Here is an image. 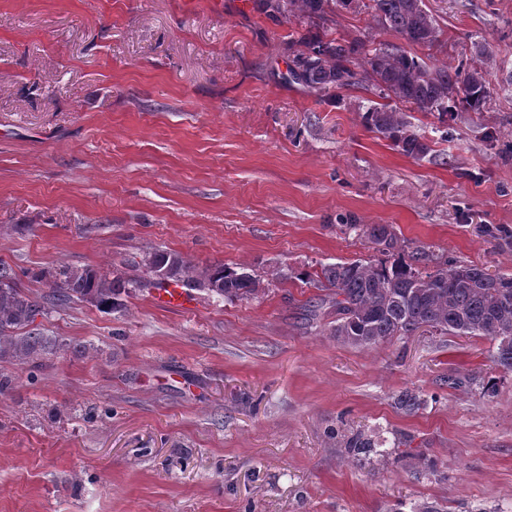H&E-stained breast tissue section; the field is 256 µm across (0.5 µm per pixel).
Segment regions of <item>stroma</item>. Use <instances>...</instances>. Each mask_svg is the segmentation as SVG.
<instances>
[{
  "instance_id": "1",
  "label": "stroma",
  "mask_w": 512,
  "mask_h": 512,
  "mask_svg": "<svg viewBox=\"0 0 512 512\" xmlns=\"http://www.w3.org/2000/svg\"><path fill=\"white\" fill-rule=\"evenodd\" d=\"M425 3L447 48L411 53L512 80V0ZM332 18L387 38L355 2ZM303 28L255 0H0V263L21 288L43 294L47 267L132 276L155 248L260 281L37 317L57 352L0 359V512H512V374L488 339L356 348L307 318L322 266L381 259L363 224L512 273V96L448 130L406 108L429 147L411 157L365 127L371 93L289 79ZM455 371L475 384L448 388ZM355 432L380 443L362 464L340 443Z\"/></svg>"
}]
</instances>
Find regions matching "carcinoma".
Masks as SVG:
<instances>
[{"label": "carcinoma", "instance_id": "cac0c4a2", "mask_svg": "<svg viewBox=\"0 0 512 512\" xmlns=\"http://www.w3.org/2000/svg\"><path fill=\"white\" fill-rule=\"evenodd\" d=\"M348 0H256L257 9L276 16L297 13L311 27L297 36L303 50L296 54L290 77L305 86L326 92L359 86L375 89L383 99L409 104L437 116L443 127L454 121L448 106L466 112L484 110L488 90L481 68L430 67L410 51L382 41L368 56L358 38L336 34L329 26L331 2ZM369 9L387 32L412 45L441 44V29L424 0H369ZM365 126L400 150L420 157L429 147L409 130L405 113L384 103L366 107ZM363 233L383 253H394L397 240L378 224L362 225ZM139 265L143 276L126 279L100 268L63 266L40 271L37 277L51 288L46 295L28 294L18 286L19 276L0 263V359L39 366L55 343L32 324L51 309L75 300L95 304L102 311L124 306L133 288H164L176 284L201 288L224 300H242L258 292L259 282L250 273L223 263L200 267L180 254L163 249L145 252ZM315 287L325 292L313 312L334 316L331 333L350 345L372 348L425 329L440 335L482 336L492 343L493 362L512 373V274H491L477 265L440 262L421 271L401 258L390 263L356 260L324 265ZM378 444L355 434L346 439L347 454H360Z\"/></svg>", "mask_w": 512, "mask_h": 512}]
</instances>
